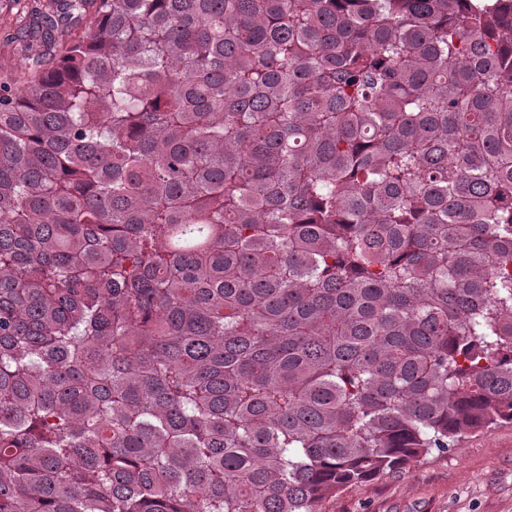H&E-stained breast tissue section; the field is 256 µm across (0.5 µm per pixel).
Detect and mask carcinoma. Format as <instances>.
<instances>
[{
	"label": "carcinoma",
	"mask_w": 512,
	"mask_h": 512,
	"mask_svg": "<svg viewBox=\"0 0 512 512\" xmlns=\"http://www.w3.org/2000/svg\"><path fill=\"white\" fill-rule=\"evenodd\" d=\"M18 41L0 512H321L512 422V0H36Z\"/></svg>",
	"instance_id": "1"
}]
</instances>
